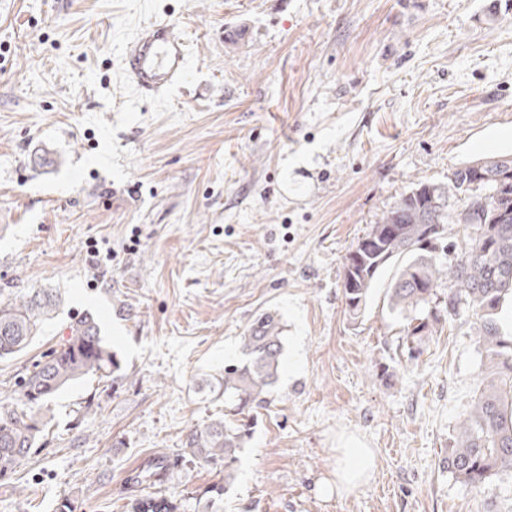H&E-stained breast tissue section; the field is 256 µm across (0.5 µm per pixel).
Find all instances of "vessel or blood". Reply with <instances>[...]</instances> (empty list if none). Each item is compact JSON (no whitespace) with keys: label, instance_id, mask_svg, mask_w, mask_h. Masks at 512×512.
I'll use <instances>...</instances> for the list:
<instances>
[{"label":"vessel or blood","instance_id":"vessel-or-blood-1","mask_svg":"<svg viewBox=\"0 0 512 512\" xmlns=\"http://www.w3.org/2000/svg\"><path fill=\"white\" fill-rule=\"evenodd\" d=\"M121 63L138 95L154 100L183 83L189 63L187 43L176 24L148 20L126 42Z\"/></svg>","mask_w":512,"mask_h":512}]
</instances>
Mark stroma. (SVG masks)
<instances>
[{
  "instance_id": "obj_1",
  "label": "stroma",
  "mask_w": 512,
  "mask_h": 512,
  "mask_svg": "<svg viewBox=\"0 0 512 512\" xmlns=\"http://www.w3.org/2000/svg\"><path fill=\"white\" fill-rule=\"evenodd\" d=\"M152 18L182 28L190 63L181 89L144 100L120 55ZM506 154L512 0H0V290L61 299L0 359V395L86 313L121 360L57 396L0 512H131L127 476L223 416L204 384L267 310L284 361L224 512H505L512 478L475 498L442 464L479 373L469 322L411 362L383 307L392 270L358 324L341 283L415 183ZM347 435L373 477L322 494ZM219 478L188 465L165 494L197 512Z\"/></svg>"
}]
</instances>
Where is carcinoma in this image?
<instances>
[{"instance_id": "1", "label": "carcinoma", "mask_w": 512, "mask_h": 512, "mask_svg": "<svg viewBox=\"0 0 512 512\" xmlns=\"http://www.w3.org/2000/svg\"><path fill=\"white\" fill-rule=\"evenodd\" d=\"M474 163L486 172H512V156L482 157ZM470 163L448 174L444 186L420 182L383 211L353 249V278L343 279L345 311L352 322L363 315L377 276L394 267L387 306L405 320L402 346L409 360L462 314L474 319L473 341L481 357L476 395L459 416L443 466L470 492L505 476L512 477V335L503 331L501 314L512 308V215L501 219L495 186H469ZM462 198L448 213V200ZM455 225L448 242V226ZM454 248L444 266L427 247L426 231ZM60 301L52 290L32 288L0 302V358L13 356L37 336ZM285 343L279 318L256 317L242 336L241 356L224 364V373L209 391L224 397L225 418L189 428L181 452L160 453L128 479L140 492L135 512H175L162 494L171 472L187 460L202 466L222 465V480L203 492L201 512H220L224 494L235 480L239 454L249 439L242 419L266 403L278 380ZM121 370L120 358L101 336L91 315L69 327L66 339L32 364L18 383L19 397H0V480L19 468L44 432L50 403L64 388L92 375L107 379Z\"/></svg>"}]
</instances>
